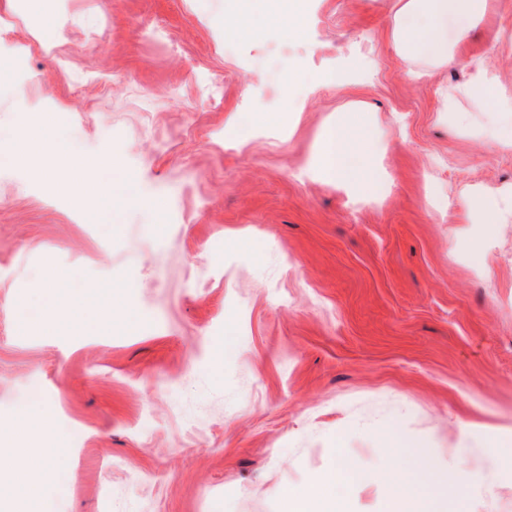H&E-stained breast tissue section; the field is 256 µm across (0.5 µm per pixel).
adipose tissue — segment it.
<instances>
[{
  "mask_svg": "<svg viewBox=\"0 0 512 512\" xmlns=\"http://www.w3.org/2000/svg\"><path fill=\"white\" fill-rule=\"evenodd\" d=\"M488 0H393L387 29L393 51L402 57L421 60L427 68L438 69L457 64L458 57L448 41L449 32L465 37L482 17ZM476 69L465 93L485 112H504L512 106V93L500 87L487 72L484 59L473 62ZM26 125L14 146L16 161L29 168L45 188L65 194L85 209H97L101 201L115 195L122 182L120 169H113L111 185L98 180L104 158H74L68 150L47 143L42 131L50 117L23 107ZM370 118L358 110L345 122L330 126L320 144V165L337 187L361 194L371 193L376 182L371 164L374 143L369 135ZM65 461L57 437L0 432V466L11 468L31 498L51 489L54 476ZM386 487L385 512H452L454 498L464 496L468 488L465 467L441 468L429 493L407 490L402 471L391 463L375 468ZM362 472L350 473L340 465L296 489L280 490V512H347L336 497V489L363 482Z\"/></svg>",
  "mask_w": 512,
  "mask_h": 512,
  "instance_id": "1",
  "label": "adipose tissue"
}]
</instances>
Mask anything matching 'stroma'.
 <instances>
[{"label":"stroma","instance_id":"1","mask_svg":"<svg viewBox=\"0 0 512 512\" xmlns=\"http://www.w3.org/2000/svg\"><path fill=\"white\" fill-rule=\"evenodd\" d=\"M389 3L304 0L291 38L240 34L234 0H0V129L48 112L46 139L71 126L145 200L92 213L0 162V425L37 392L68 457L35 512H280L282 487L382 459L415 493L464 463L459 512H512V216L463 206L512 197V146L461 96L470 68L409 78ZM509 26L491 0L458 50L512 89L489 52ZM351 104L381 143L372 201L318 170ZM465 208L470 219L478 224H502L508 205L492 192H479L465 199Z\"/></svg>","mask_w":512,"mask_h":512}]
</instances>
